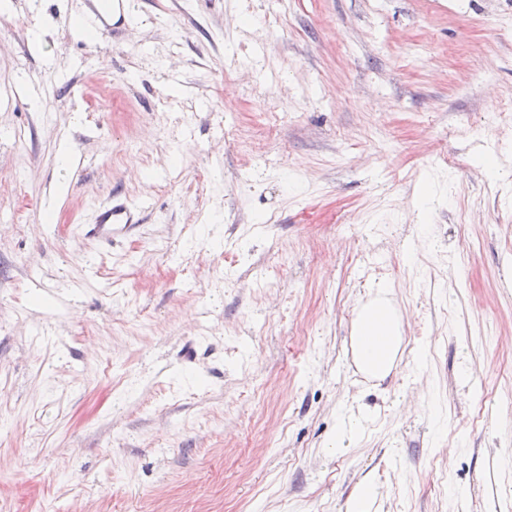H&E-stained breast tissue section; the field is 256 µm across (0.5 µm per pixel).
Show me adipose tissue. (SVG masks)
<instances>
[{"label":"adipose tissue","mask_w":512,"mask_h":512,"mask_svg":"<svg viewBox=\"0 0 512 512\" xmlns=\"http://www.w3.org/2000/svg\"><path fill=\"white\" fill-rule=\"evenodd\" d=\"M358 332L362 338L359 358L371 371L384 370L391 361L399 325L382 298H375L360 316Z\"/></svg>","instance_id":"adipose-tissue-1"}]
</instances>
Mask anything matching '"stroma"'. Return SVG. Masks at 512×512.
I'll list each match as a JSON object with an SVG mask.
<instances>
[{
	"instance_id": "1",
	"label": "stroma",
	"mask_w": 512,
	"mask_h": 512,
	"mask_svg": "<svg viewBox=\"0 0 512 512\" xmlns=\"http://www.w3.org/2000/svg\"><path fill=\"white\" fill-rule=\"evenodd\" d=\"M88 8L0 12V512H512V0ZM93 24L104 34H111V25L107 23V17L112 15V20L118 15V18L124 17L128 10L129 0H93ZM101 4H107V8L100 7ZM141 207L131 204H113L112 201L99 207L93 224H88L87 234L102 241L112 243V238L125 234L136 222ZM398 332L394 313L381 297L364 307L357 333L362 336L359 358L368 370L381 371L388 366Z\"/></svg>"
}]
</instances>
